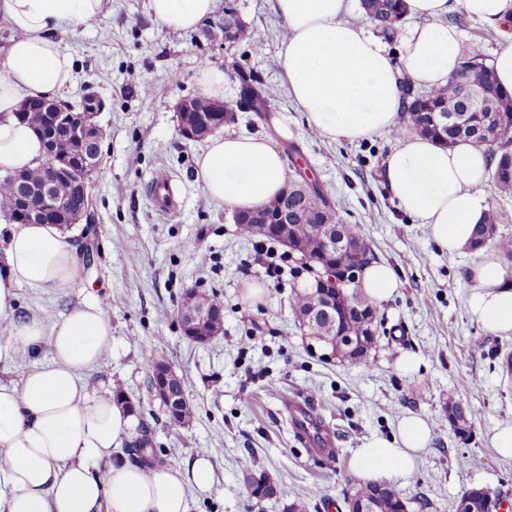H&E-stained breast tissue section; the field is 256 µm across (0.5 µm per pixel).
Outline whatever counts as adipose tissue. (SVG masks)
Masks as SVG:
<instances>
[{
    "mask_svg": "<svg viewBox=\"0 0 512 512\" xmlns=\"http://www.w3.org/2000/svg\"><path fill=\"white\" fill-rule=\"evenodd\" d=\"M106 0H0L11 32L0 48V174L39 167L42 136L18 115L24 100L55 98L71 80L72 57L60 30L86 26L105 13ZM410 21L398 56L370 32L353 0H274L286 23L280 61L288 93L320 136L359 141L399 131L383 165L385 185L399 209L427 225L440 250L455 255L471 245L488 210L493 166L485 147L469 141L444 146L403 131L407 92L448 84L462 60L461 36L447 17L463 11L496 26L512 20V0H404ZM216 0H148L155 20L192 31L211 16ZM197 182L213 201L253 210L277 196L287 165L266 137L218 134L196 161ZM69 235L56 224H14L0 218V512H188V487L207 491L213 465L194 460L183 472L130 462L126 443L139 420L108 382H91L112 346V323L102 303L72 306L49 324L19 313L22 286L64 290L82 278ZM471 316L489 332L512 334V284L500 263L483 258L470 273ZM25 367H18L19 357ZM433 438L415 414L400 418L391 438H374L354 455L368 481L411 473Z\"/></svg>",
    "mask_w": 512,
    "mask_h": 512,
    "instance_id": "ef3b65f1",
    "label": "adipose tissue"
}]
</instances>
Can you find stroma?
I'll return each mask as SVG.
<instances>
[{
    "label": "stroma",
    "instance_id": "obj_1",
    "mask_svg": "<svg viewBox=\"0 0 512 512\" xmlns=\"http://www.w3.org/2000/svg\"><path fill=\"white\" fill-rule=\"evenodd\" d=\"M147 2L109 0L105 17L59 34L73 59L63 101L92 91L105 103L98 117L103 172L92 189L95 260L67 293L21 287L20 313L57 322L70 305L105 299L112 348L97 377L135 404L166 466L186 470L201 456L213 464L212 486L190 493V512H287L294 502L305 512H337L357 478V448L390 437L409 412L435 424L416 470L390 479L409 512H455L456 500L473 487L512 500V458L492 444L512 426V372L505 368L512 335L487 332L467 307L470 269L493 247L448 255L426 225L398 209L382 178L383 161L397 144L391 134L334 141L307 127L282 81L286 24L273 0H237L252 38L231 47L217 29L222 11L181 32L156 22ZM205 64L223 71L228 101L238 96L236 70L261 76L287 135L251 112L237 113L226 132L267 136L284 151L297 147L340 221L362 225L378 260L393 266L399 285L379 304L383 324L371 369L312 354L291 310L287 271L266 273L269 259H282L287 248L243 236L231 209L203 201L195 169L205 142L179 135L175 107L202 96ZM146 86L151 96L143 95ZM252 286L260 296L247 297ZM191 289L216 293L224 306V329L205 344L186 338L178 318ZM148 349L183 378L189 422L169 423L153 399L143 360ZM406 352L421 358L417 373L399 372ZM293 398L315 404L333 440L331 454L295 433L286 411ZM458 399L473 410L464 441L438 425L448 402ZM460 456L465 466H458ZM250 470L265 473L277 495H249ZM315 485L323 496H310Z\"/></svg>",
    "mask_w": 512,
    "mask_h": 512
}]
</instances>
